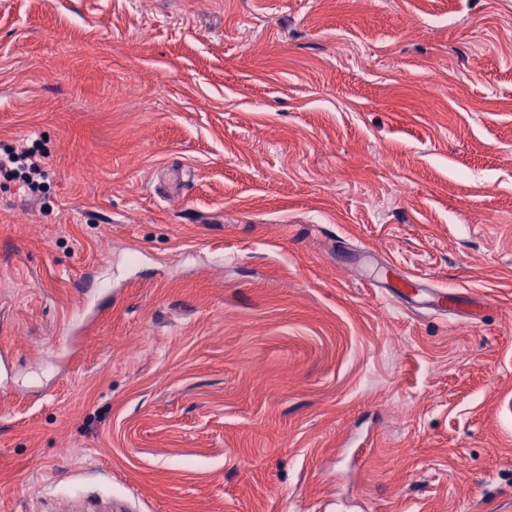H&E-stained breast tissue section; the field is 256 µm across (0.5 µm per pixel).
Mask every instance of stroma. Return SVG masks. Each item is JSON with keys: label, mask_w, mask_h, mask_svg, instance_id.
<instances>
[{"label": "stroma", "mask_w": 512, "mask_h": 512, "mask_svg": "<svg viewBox=\"0 0 512 512\" xmlns=\"http://www.w3.org/2000/svg\"><path fill=\"white\" fill-rule=\"evenodd\" d=\"M25 139L0 512H512V0H0ZM38 155V156H37ZM49 155L34 148H16L0 154V171L11 172L21 180L22 187L31 193L43 189ZM391 277L396 281V286L390 285V295L393 298L405 297L412 292L418 294L424 289L419 288V285L413 277L401 274L397 269L392 266H386L385 268V280L388 283V278ZM459 300L460 296L457 293L448 292V290H428V299L423 305L436 313H446L448 308H458Z\"/></svg>", "instance_id": "obj_1"}]
</instances>
